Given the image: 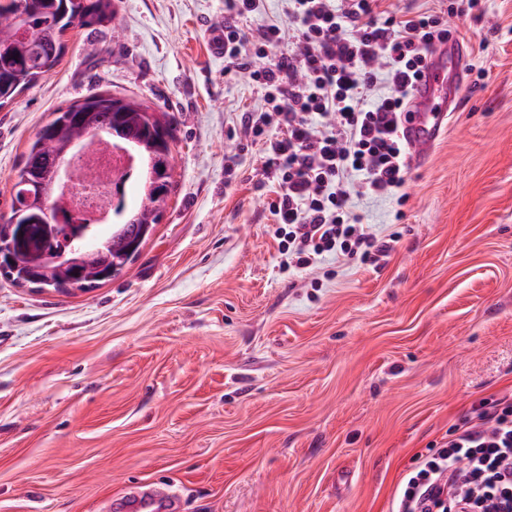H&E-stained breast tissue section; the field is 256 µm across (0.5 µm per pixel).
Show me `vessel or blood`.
Returning <instances> with one entry per match:
<instances>
[{"label": "vessel or blood", "instance_id": "vessel-or-blood-1", "mask_svg": "<svg viewBox=\"0 0 512 512\" xmlns=\"http://www.w3.org/2000/svg\"><path fill=\"white\" fill-rule=\"evenodd\" d=\"M469 62L466 40L436 42L429 48L402 122L411 164L425 163L446 131L449 117L457 109ZM114 508L116 512H178L180 502L173 493L135 488L116 502Z\"/></svg>", "mask_w": 512, "mask_h": 512}]
</instances>
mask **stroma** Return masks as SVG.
<instances>
[{
  "instance_id": "1",
  "label": "stroma",
  "mask_w": 512,
  "mask_h": 512,
  "mask_svg": "<svg viewBox=\"0 0 512 512\" xmlns=\"http://www.w3.org/2000/svg\"><path fill=\"white\" fill-rule=\"evenodd\" d=\"M112 9L0 107V215L35 133L104 93L173 121L172 192L92 291L0 276V512H106L143 483L181 512H392L420 457L512 394V0L450 18L469 75L405 200L353 199L395 250L293 273L243 125L262 93L212 50L224 0Z\"/></svg>"
}]
</instances>
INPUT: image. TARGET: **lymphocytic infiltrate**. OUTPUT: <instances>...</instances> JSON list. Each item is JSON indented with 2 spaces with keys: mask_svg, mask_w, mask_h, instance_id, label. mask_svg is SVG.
Instances as JSON below:
<instances>
[{
  "mask_svg": "<svg viewBox=\"0 0 512 512\" xmlns=\"http://www.w3.org/2000/svg\"><path fill=\"white\" fill-rule=\"evenodd\" d=\"M381 0H287L286 23L249 35L262 0H224V69L247 73L265 108L245 128L266 145L269 210L288 267L333 254L378 263L397 233L377 235L353 195L386 197L405 183L402 116L428 47L453 36L448 14L380 10ZM391 95L374 97L379 76ZM396 512H512V397L484 401L404 479Z\"/></svg>",
  "mask_w": 512,
  "mask_h": 512,
  "instance_id": "obj_1",
  "label": "lymphocytic infiltrate"
}]
</instances>
